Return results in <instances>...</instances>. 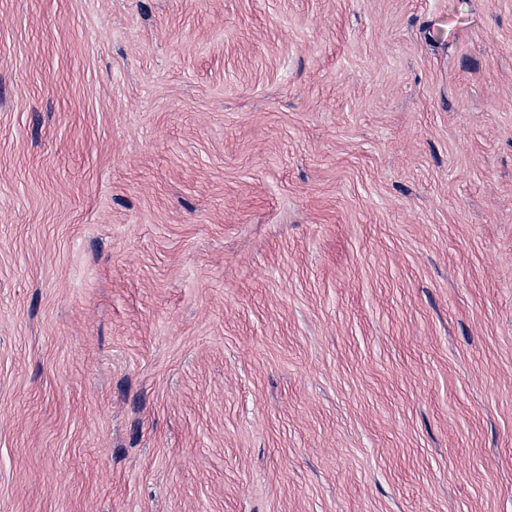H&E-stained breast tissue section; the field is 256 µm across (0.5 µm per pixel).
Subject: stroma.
<instances>
[{
    "instance_id": "35a3bbf8",
    "label": "stroma",
    "mask_w": 512,
    "mask_h": 512,
    "mask_svg": "<svg viewBox=\"0 0 512 512\" xmlns=\"http://www.w3.org/2000/svg\"><path fill=\"white\" fill-rule=\"evenodd\" d=\"M0 512H512V0H0Z\"/></svg>"
}]
</instances>
